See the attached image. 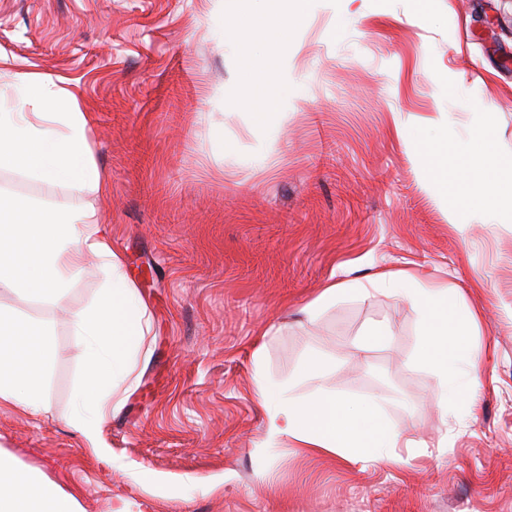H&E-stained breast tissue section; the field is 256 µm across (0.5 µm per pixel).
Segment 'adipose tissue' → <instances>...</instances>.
Here are the masks:
<instances>
[{"label": "adipose tissue", "mask_w": 512, "mask_h": 512, "mask_svg": "<svg viewBox=\"0 0 512 512\" xmlns=\"http://www.w3.org/2000/svg\"><path fill=\"white\" fill-rule=\"evenodd\" d=\"M20 99L29 104L16 111L0 101V167L11 168L77 193H98L109 179L96 166L89 143V116L65 91L46 78L19 74ZM424 170L442 195L456 194L448 183V159L476 162L494 190L467 199L470 210L512 223V180L500 181L502 162L492 149L491 133L482 130L458 149L441 138L421 145ZM106 223L90 209L61 211L0 194V288L21 297L55 299L95 257L105 286L92 308L72 316L74 333L85 360L86 374L75 397L72 424L90 444H97L109 412L125 399L120 389L130 381L132 360L150 330V317L135 284L125 272L122 256L106 239ZM373 283L414 305L424 318L429 345L417 355L438 376L442 396L470 400L477 371L463 358L461 346L477 318L455 307L448 290L422 284L410 271H381ZM48 336L34 319L0 308V404L38 415L51 412L43 389L52 359ZM312 383L304 397L288 383L258 377L256 393L266 412V442H288L309 456H332L350 464L394 462L401 445L385 419L378 399H340L323 384V362L310 357L301 373ZM0 512H80L76 498L49 478L20 467L14 456L0 451Z\"/></svg>", "instance_id": "obj_1"}]
</instances>
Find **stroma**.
Returning <instances> with one entry per match:
<instances>
[{
    "label": "stroma",
    "mask_w": 512,
    "mask_h": 512,
    "mask_svg": "<svg viewBox=\"0 0 512 512\" xmlns=\"http://www.w3.org/2000/svg\"><path fill=\"white\" fill-rule=\"evenodd\" d=\"M501 16L505 30L485 32ZM276 18L286 43L259 34ZM512 0H0V98L18 73L65 88L91 116L106 192L77 194L10 169L0 191L94 208L150 316L100 461L71 424L94 259L54 301L0 288L38 321L53 413L0 406V448L41 470L81 512H512V223L427 182L417 134L449 146L489 127L512 155ZM285 85L273 123L243 84ZM148 276H139L138 265ZM408 269L478 314L473 403L443 402L414 355L429 338L409 303L349 294L308 318L329 280ZM386 344L359 351L370 326ZM329 359L337 397L381 398L404 447L358 467L265 447L256 373Z\"/></svg>",
    "instance_id": "1"
}]
</instances>
